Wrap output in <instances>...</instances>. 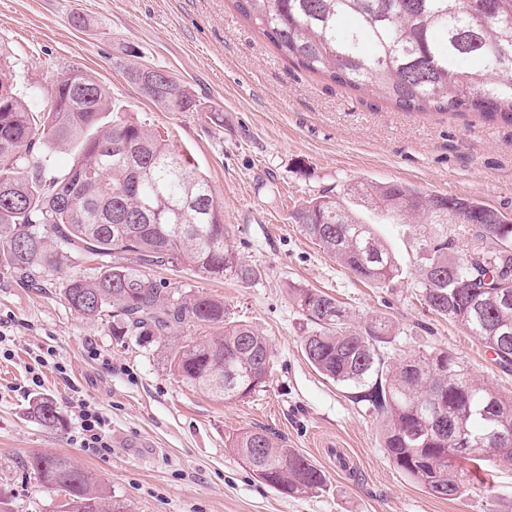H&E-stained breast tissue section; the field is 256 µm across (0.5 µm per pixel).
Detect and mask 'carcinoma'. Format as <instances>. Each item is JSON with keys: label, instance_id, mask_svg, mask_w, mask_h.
<instances>
[{"label": "carcinoma", "instance_id": "cac0c4a2", "mask_svg": "<svg viewBox=\"0 0 512 512\" xmlns=\"http://www.w3.org/2000/svg\"><path fill=\"white\" fill-rule=\"evenodd\" d=\"M284 55L350 88L369 87L406 112L477 114L512 123V0H234ZM146 94L168 112H199L192 91L151 69ZM0 264L28 278L58 270L71 251L100 262L92 277H69L63 297L88 320L112 312V336L167 340L190 327L211 329L170 355V368L191 387L225 400L265 386L268 341L229 320L224 301L176 294L149 266L188 267L214 279L252 281L259 272L227 244L224 209L208 178L161 133L127 112H111L106 88L83 70L53 84L45 110L16 91V60L0 51ZM80 146L66 169L53 150ZM452 204L486 242L482 256L460 259L440 237L417 245L423 304L476 337L503 370L512 369V284L481 288L512 266V220L479 202L425 195L404 183H350L293 213L304 234L358 279L390 288L402 270L386 242L361 221V205L401 219L438 223ZM313 325L303 337L307 360L349 388L350 398L382 423V448L428 494L453 500L467 474L460 464L512 467V401L467 373L446 348L429 346L386 363L392 322L353 323L329 294L292 289ZM33 417L55 428L56 404L39 399ZM239 460L278 490L300 497L323 489L326 475L263 430L232 439ZM466 448L458 457L453 449ZM27 467L41 485L65 492L62 512H128L127 505L85 468L61 454L36 453Z\"/></svg>", "mask_w": 512, "mask_h": 512}]
</instances>
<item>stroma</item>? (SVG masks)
<instances>
[{"instance_id": "stroma-1", "label": "stroma", "mask_w": 512, "mask_h": 512, "mask_svg": "<svg viewBox=\"0 0 512 512\" xmlns=\"http://www.w3.org/2000/svg\"><path fill=\"white\" fill-rule=\"evenodd\" d=\"M77 16L84 25H74ZM0 48L18 60L20 89L37 88L44 103L67 69L91 74L114 108L146 118L209 178L228 242L259 278L217 280L185 267L152 274L172 290L223 300L231 320L265 336L272 351L266 386L225 401L181 382L167 348L115 340L111 316L87 320L69 308L65 281L94 276L91 255L72 253L61 270L38 273L35 288L0 266V512H53L58 496L26 467L41 452L72 456L132 512H485L491 495L501 512H512V470L464 480L447 500L396 469L379 423L305 358L307 321L291 297L295 287L317 289L358 321L387 317L396 348H448L512 398V372L416 298V243L444 234L463 256L469 238L460 225L363 212L403 269L393 287L375 288L292 219L295 206L357 180L466 197L512 218L511 124L405 112L376 92L303 69L233 0H0ZM138 68L165 70L187 85L201 111L155 105L126 76ZM46 354L53 360L32 384L28 368ZM37 397L55 402L62 427L30 417ZM86 405L108 417L110 451L81 447L78 415ZM245 429L266 430L307 457L324 471V490L292 498L262 483L230 446Z\"/></svg>"}]
</instances>
